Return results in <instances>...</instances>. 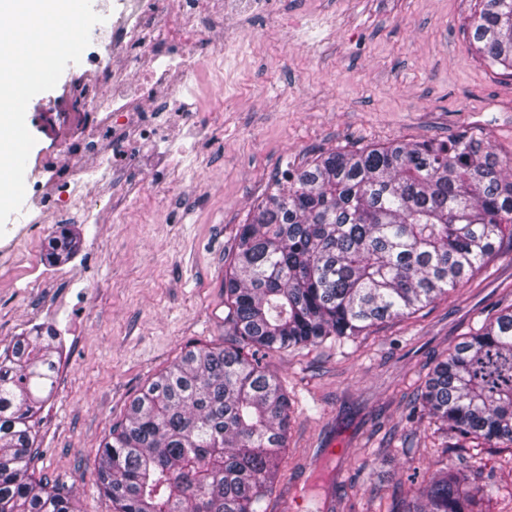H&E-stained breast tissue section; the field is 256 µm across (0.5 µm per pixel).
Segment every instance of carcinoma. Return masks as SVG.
Returning <instances> with one entry per match:
<instances>
[{
	"label": "carcinoma",
	"mask_w": 512,
	"mask_h": 512,
	"mask_svg": "<svg viewBox=\"0 0 512 512\" xmlns=\"http://www.w3.org/2000/svg\"><path fill=\"white\" fill-rule=\"evenodd\" d=\"M470 37L512 70V0H480ZM512 158L476 133L334 149L274 180L239 225L224 272L222 346H193L130 402L95 457L112 512H261L287 450L291 402L256 354L355 340L466 283L512 239ZM76 248L60 227L48 255ZM61 341L50 326L0 357V512H78L31 473L37 413ZM433 433L512 447V307L449 349L414 400ZM408 512H474L471 486L433 449Z\"/></svg>",
	"instance_id": "cac0c4a2"
}]
</instances>
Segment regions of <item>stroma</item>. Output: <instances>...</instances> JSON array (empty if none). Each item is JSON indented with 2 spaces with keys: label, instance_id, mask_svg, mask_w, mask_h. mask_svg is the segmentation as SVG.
I'll return each mask as SVG.
<instances>
[{
  "label": "stroma",
  "instance_id": "35a3bbf8",
  "mask_svg": "<svg viewBox=\"0 0 512 512\" xmlns=\"http://www.w3.org/2000/svg\"><path fill=\"white\" fill-rule=\"evenodd\" d=\"M272 17L224 38L223 80L200 75L186 174L152 180L165 162L140 138L112 183L122 221L76 224V255L51 263L52 224L6 223L0 236V355L37 325H54L63 354L39 414L36 477L73 489L80 512H112L94 458L141 388L189 346L223 343L224 265L239 224L273 180L332 148L485 135L512 156V73L479 56L469 27L479 0H274ZM96 70L87 50L52 90L34 96L27 181L82 127L60 123L74 82ZM45 269L52 278L33 287ZM512 304V241L461 288L356 341L272 352L267 372L288 389L287 457L266 512H386L412 495L426 466L427 417L416 388L448 349ZM334 449L325 499L303 486ZM478 483L501 494L485 512H512V450L452 449Z\"/></svg>",
  "mask_w": 512,
  "mask_h": 512
}]
</instances>
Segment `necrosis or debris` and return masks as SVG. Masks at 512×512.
Segmentation results:
<instances>
[{"label":"necrosis or debris","mask_w":512,"mask_h":512,"mask_svg":"<svg viewBox=\"0 0 512 512\" xmlns=\"http://www.w3.org/2000/svg\"><path fill=\"white\" fill-rule=\"evenodd\" d=\"M272 5L273 0H223L218 7L213 0H166L164 12L158 13L150 0H125L116 12L112 0H98L105 21L92 37L105 51L99 59L100 80L78 83L71 92L73 120H90L94 126L66 143L58 160L62 176L54 186L28 191L25 223L45 216L57 224L115 220L116 210L98 208L90 193L112 182L117 166L131 155L130 143L107 136L118 117L145 131L168 171H177L178 138L161 122L162 105L175 102L184 111H200L186 85L201 72L218 74L213 49L225 22L235 21L242 12L266 18Z\"/></svg>","instance_id":"1"}]
</instances>
